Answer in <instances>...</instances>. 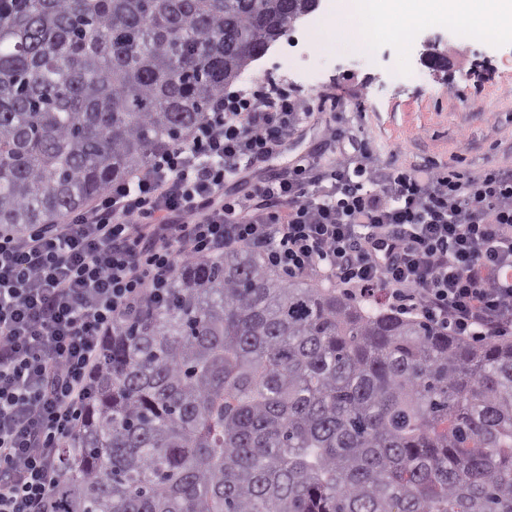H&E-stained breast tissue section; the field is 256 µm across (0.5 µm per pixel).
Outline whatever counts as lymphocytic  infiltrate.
I'll use <instances>...</instances> for the list:
<instances>
[{"label": "lymphocytic infiltrate", "mask_w": 512, "mask_h": 512, "mask_svg": "<svg viewBox=\"0 0 512 512\" xmlns=\"http://www.w3.org/2000/svg\"><path fill=\"white\" fill-rule=\"evenodd\" d=\"M311 103L272 83L229 91L187 144L87 208L0 232V512H49L99 338L164 301L180 257L258 252L292 277L383 293L459 336H512V166L404 170L328 126L318 155L229 196L278 154Z\"/></svg>", "instance_id": "1"}]
</instances>
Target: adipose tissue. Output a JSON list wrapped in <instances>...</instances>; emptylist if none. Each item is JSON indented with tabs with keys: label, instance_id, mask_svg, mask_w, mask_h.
<instances>
[{
	"label": "adipose tissue",
	"instance_id": "adipose-tissue-1",
	"mask_svg": "<svg viewBox=\"0 0 512 512\" xmlns=\"http://www.w3.org/2000/svg\"><path fill=\"white\" fill-rule=\"evenodd\" d=\"M332 12L356 46L368 32L386 31L394 14L461 27L472 37L512 38V0H335Z\"/></svg>",
	"mask_w": 512,
	"mask_h": 512
}]
</instances>
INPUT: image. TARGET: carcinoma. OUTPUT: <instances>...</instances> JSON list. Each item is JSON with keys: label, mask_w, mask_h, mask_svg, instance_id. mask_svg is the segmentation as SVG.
Masks as SVG:
<instances>
[{"label": "carcinoma", "mask_w": 512, "mask_h": 512, "mask_svg": "<svg viewBox=\"0 0 512 512\" xmlns=\"http://www.w3.org/2000/svg\"><path fill=\"white\" fill-rule=\"evenodd\" d=\"M295 16L286 0L0 11V231L54 224L158 153ZM53 512H512V340L366 306L252 251L175 265L101 337Z\"/></svg>", "instance_id": "cac0c4a2"}]
</instances>
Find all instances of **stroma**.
<instances>
[{"label": "stroma", "instance_id": "35a3bbf8", "mask_svg": "<svg viewBox=\"0 0 512 512\" xmlns=\"http://www.w3.org/2000/svg\"><path fill=\"white\" fill-rule=\"evenodd\" d=\"M389 24L401 35H379L354 49L337 27L297 22L235 87L244 90L267 78L306 99L338 97L349 130L366 139L382 163L445 164L459 156L465 169L477 172L512 162V41L467 43L459 29L429 22L411 29L399 16ZM428 38L447 56L443 71L423 62ZM306 52L324 56V63L298 67ZM328 120V113L314 112L269 162L265 176L315 151Z\"/></svg>", "mask_w": 512, "mask_h": 512}]
</instances>
